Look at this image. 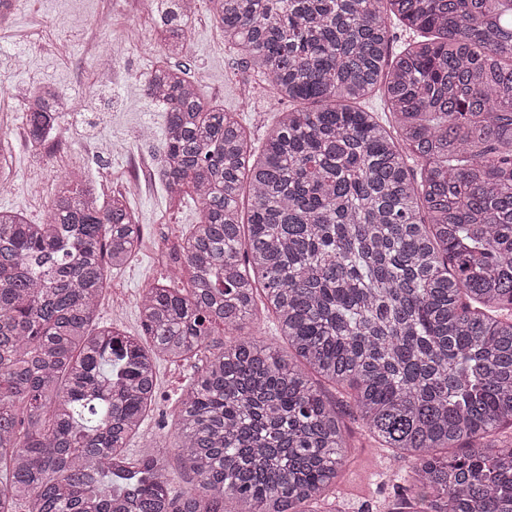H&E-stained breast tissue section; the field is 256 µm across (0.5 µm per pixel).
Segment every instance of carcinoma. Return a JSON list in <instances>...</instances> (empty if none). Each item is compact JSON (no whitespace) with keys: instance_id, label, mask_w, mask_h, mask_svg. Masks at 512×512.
<instances>
[{"instance_id":"carcinoma-1","label":"carcinoma","mask_w":512,"mask_h":512,"mask_svg":"<svg viewBox=\"0 0 512 512\" xmlns=\"http://www.w3.org/2000/svg\"><path fill=\"white\" fill-rule=\"evenodd\" d=\"M210 3L297 107L258 153L187 69L155 68L159 171L200 211L174 253L189 287L145 289L137 337L93 327L105 266L137 249L126 200L100 203L73 172L45 221L0 210V512H310L335 493L346 413L412 462L401 508L512 512V444L489 440L512 426V0ZM188 17L166 0L171 55ZM394 20L415 38L393 55ZM376 93L389 125L349 106ZM25 112L40 151L60 93L32 91ZM259 308L298 362L245 331ZM159 359L197 360L174 445L196 485L180 493L164 452L125 453Z\"/></svg>"}]
</instances>
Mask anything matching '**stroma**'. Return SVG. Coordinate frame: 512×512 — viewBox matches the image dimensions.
Here are the masks:
<instances>
[{"mask_svg":"<svg viewBox=\"0 0 512 512\" xmlns=\"http://www.w3.org/2000/svg\"><path fill=\"white\" fill-rule=\"evenodd\" d=\"M155 21L138 15L134 0H16L12 23L0 27V155L13 175L0 192V209L21 212L39 222L64 180L65 172L44 167L27 149L28 131L23 104L30 90L41 84L82 100L77 112L61 118L57 141L69 149V169L100 173L95 187L109 200L132 176L136 159L155 160L166 127V112L144 91L156 65L163 60L152 30ZM106 51L116 72L108 84L92 78V57ZM188 69L200 92L225 111L237 113L252 140L262 141L275 112L287 110L260 77L245 68L225 42L209 0H199L189 23L188 50L174 57ZM252 96H244L245 87ZM68 169V170H69ZM132 209L145 235L140 252L120 269L107 272L97 321L119 324L129 335L141 332L137 299L166 274L153 255L165 240L181 237L197 223L199 205L183 200L175 205L144 187ZM121 288L128 306L112 312V290ZM193 361L177 366L156 365L157 400L139 433L127 445L129 455L141 452L175 431L178 393L193 371ZM349 462L343 472L344 493L314 503L315 512H389L405 486V470L383 455L386 476L370 473L368 460L375 444L359 420L345 416Z\"/></svg>","mask_w":512,"mask_h":512,"instance_id":"stroma-1","label":"stroma"}]
</instances>
